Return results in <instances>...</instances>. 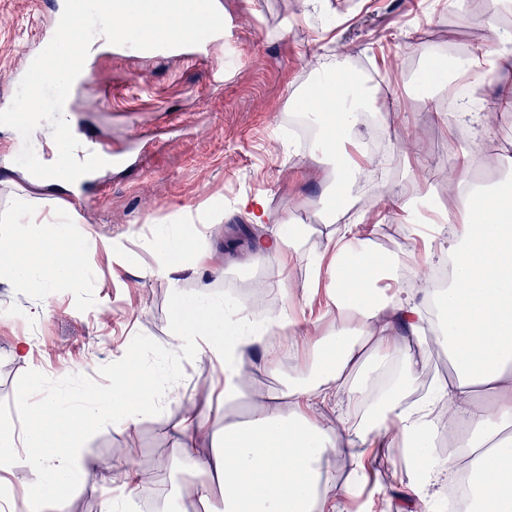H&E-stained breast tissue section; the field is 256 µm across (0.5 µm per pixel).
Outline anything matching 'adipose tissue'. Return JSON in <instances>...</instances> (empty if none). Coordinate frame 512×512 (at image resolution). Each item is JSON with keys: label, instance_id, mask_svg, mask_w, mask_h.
<instances>
[{"label": "adipose tissue", "instance_id": "ef3b65f1", "mask_svg": "<svg viewBox=\"0 0 512 512\" xmlns=\"http://www.w3.org/2000/svg\"><path fill=\"white\" fill-rule=\"evenodd\" d=\"M512 68V38L471 54L461 74ZM349 78L322 80L302 105L318 128L314 150L322 163L313 173L336 188L337 203L320 198L327 223L336 225L323 249L306 252L308 227L293 217L274 219L265 197L243 198L240 208L258 231L251 262L275 261L285 270L295 255H306L303 278L290 285L303 301L321 299L314 314L292 311L279 293L263 305L216 292H188L176 272L184 260L213 268L214 253L200 242L219 230L221 215L208 211L175 230L157 229L143 247L153 259L149 275L170 276L173 318L168 351L179 364L209 365L224 395V439L207 447L203 418L186 412L174 430L166 465L188 470L192 483L183 494L205 512H339L363 480L364 446L399 448L421 462L420 478L407 512H428V489L439 480L468 478L469 512H512V188L475 191L467 174L477 156L461 147L457 188L438 204V223L447 225L445 249L423 238L422 256L413 249L378 251L371 237L378 226L369 209L352 210L349 196L360 181L374 180L376 161L361 149L368 102L348 105ZM38 199L16 195L12 228L0 232V279L22 288H75L86 275L90 251H112L121 243L83 225L72 209L36 220ZM406 286H398L400 269ZM446 323H434L433 309ZM447 351L452 372L433 378L414 396L420 355ZM304 357L286 391L269 390L258 371H278L283 356ZM213 379L203 393H212ZM249 398L247 420L236 411ZM177 387H162L143 352L112 366L108 388H89L64 401L41 398L22 437L0 433V470H12L9 450L23 441L31 450L25 512H57L74 481L116 485L101 512H120L125 500L152 494L156 472L114 457L88 471L78 459V443L94 428L117 424L134 431L140 418L179 402ZM335 409L328 417L327 409ZM447 436L457 456L434 448ZM355 468L337 480L343 461Z\"/></svg>", "mask_w": 512, "mask_h": 512}]
</instances>
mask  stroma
Wrapping results in <instances>:
<instances>
[{"label": "stroma", "mask_w": 512, "mask_h": 512, "mask_svg": "<svg viewBox=\"0 0 512 512\" xmlns=\"http://www.w3.org/2000/svg\"><path fill=\"white\" fill-rule=\"evenodd\" d=\"M237 37L223 85L210 79V64L171 57L115 59L98 55L94 80L111 87L109 101L84 94L70 102L72 130L125 154L123 167L86 175L71 190L40 187L22 178L15 162L20 135L0 126V228L11 217L15 195L41 198L42 216L75 209L85 223L108 237H122L117 254L97 250L88 256V279L46 297L36 289L0 282V427L21 425L36 410L42 393L69 397L110 381L113 361L146 348L166 375L164 345L172 322L169 282L148 275L153 264L141 242L155 226L177 224L223 203L224 235L205 241L225 253L223 273L189 267L178 272L184 288L229 292L261 304L267 292L288 293L289 277H302L305 256L293 259L288 274L275 264H244L256 228L239 211L242 197L265 196L275 216H297L309 226L307 249L324 243L329 231L311 207L322 193L307 174L318 164L312 144L288 130V117L310 92L321 69L343 64L356 69L370 62L383 80L375 105L391 132L417 136L426 152L419 165L394 159L361 191L356 205H380L383 185L403 184L413 192L447 196L456 186L453 170L459 146L474 142L470 131L448 128L438 118L448 109V93L436 81L409 77L406 57L418 72L436 63L444 72L504 35L502 16L489 0H215ZM46 22L41 0H0V79L34 52ZM512 85L511 70H491L476 81L484 111L494 123L478 142L480 161L471 183L512 182V111L498 107L499 91ZM134 235H127V228ZM32 356L15 357L19 340ZM209 368L184 365L182 401L141 418L135 433L114 425L94 429L79 445L86 467L107 465L124 453L144 468L170 447L173 427L185 409L204 414L215 439L224 436V408L197 397L196 382ZM371 457L370 478L347 512H402L411 492L413 464L397 450Z\"/></svg>", "instance_id": "stroma-1"}]
</instances>
